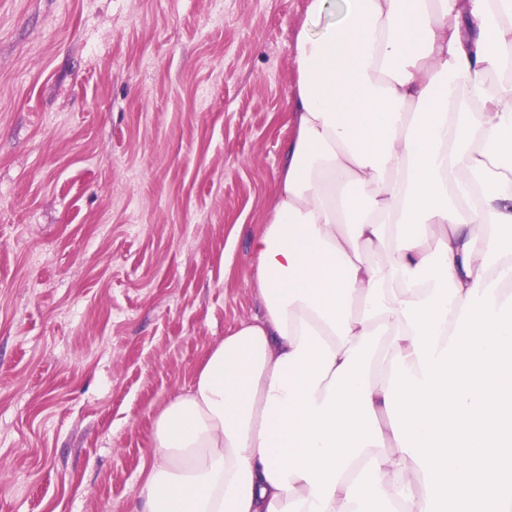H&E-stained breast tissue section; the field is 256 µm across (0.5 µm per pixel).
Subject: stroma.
Returning a JSON list of instances; mask_svg holds the SVG:
<instances>
[{
	"label": "stroma",
	"mask_w": 512,
	"mask_h": 512,
	"mask_svg": "<svg viewBox=\"0 0 512 512\" xmlns=\"http://www.w3.org/2000/svg\"><path fill=\"white\" fill-rule=\"evenodd\" d=\"M306 0H0V512H136L258 310Z\"/></svg>",
	"instance_id": "stroma-1"
}]
</instances>
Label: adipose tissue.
<instances>
[{"label": "adipose tissue", "mask_w": 512, "mask_h": 512, "mask_svg": "<svg viewBox=\"0 0 512 512\" xmlns=\"http://www.w3.org/2000/svg\"><path fill=\"white\" fill-rule=\"evenodd\" d=\"M307 0L260 312L139 512H512V0ZM387 252V262L373 261Z\"/></svg>", "instance_id": "adipose-tissue-1"}]
</instances>
